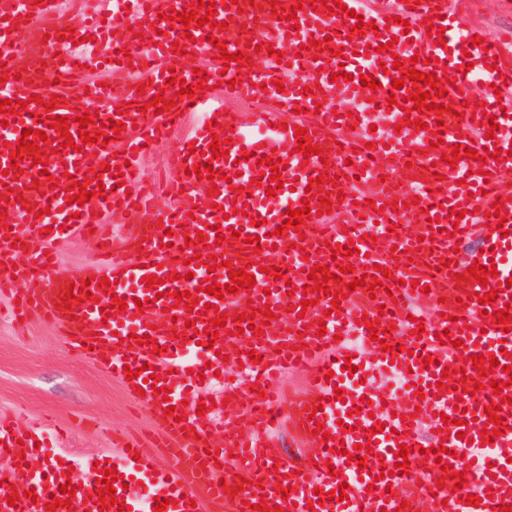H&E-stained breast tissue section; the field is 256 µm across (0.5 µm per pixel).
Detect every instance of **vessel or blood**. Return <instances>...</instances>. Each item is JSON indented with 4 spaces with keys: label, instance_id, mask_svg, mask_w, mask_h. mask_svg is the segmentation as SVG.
<instances>
[{
    "label": "vessel or blood",
    "instance_id": "1",
    "mask_svg": "<svg viewBox=\"0 0 512 512\" xmlns=\"http://www.w3.org/2000/svg\"><path fill=\"white\" fill-rule=\"evenodd\" d=\"M193 0H110L98 8L92 22L77 30L80 44L63 37L68 20L60 0H0V100L26 101L21 114H0V209L7 211V227H0V295L10 291L14 279L39 274L42 287L24 293L13 305L14 317L41 314L56 325L69 344L94 362L105 363L114 376L125 369L136 372L127 380L128 390L143 388L142 399L151 411L158 434L144 440L120 438L118 452L108 462L84 458V479L75 481L70 507L57 512H100L93 491L98 470L115 467L127 476V487L117 488L116 507L131 512H153V498H171L166 512H252L254 504L282 506L284 512H494L496 506L512 504V406L503 405L498 415L503 429L491 443L481 431L488 421L486 406L497 395L512 396L505 365L512 363V331H501L494 312L512 303V191L504 190L505 176L512 174V108H503L495 91L512 86V33L489 43L472 45L473 32L465 28L460 14L465 0H405L395 9L396 24H387L388 14L367 9L364 0H341L342 12L313 11L311 4L281 0L284 8H296L295 21L274 16L266 0H214L215 20L238 33L228 52L253 55L256 45L270 43L289 47L283 61L266 60L262 68L239 63L224 64L219 49L209 42L210 27L185 32L182 24L163 20L167 10L189 11ZM374 22L375 31L360 35L351 28L357 19ZM298 31H291V23ZM434 26L444 31L446 42L437 45L426 33ZM146 34V43L130 41V30ZM326 40V51L317 43ZM392 51H381L384 43ZM210 58L208 85L221 86L225 98L260 102V109L240 112L217 110L209 99L178 96L170 76L197 83L185 75L184 55ZM420 57L416 69L439 77L442 99L448 112L407 111L389 105V96L400 99L416 94L418 85L406 82L391 68L392 59L409 63ZM114 72L147 76L149 91L139 92L135 81L121 86L89 82V91L77 96L65 91L66 83L89 71L93 63ZM374 76L380 87L369 92L361 75ZM284 91H277L276 81ZM485 88L479 106L463 104L462 88L473 82ZM219 85V84H218ZM54 102V115L70 117L89 111L95 120L88 126L72 121L73 147L62 145L59 129L37 118L32 95ZM171 100L168 111L139 112L155 95ZM353 103L352 116L333 115L324 107L325 97ZM275 102L272 110L264 102ZM389 108L387 123L371 130L369 114L376 107ZM303 109L299 127L308 129L307 143L319 154L307 157L297 149L293 131L281 130L282 110ZM199 112L203 122L190 143L171 153L172 173L165 190L173 198L172 210L153 212L139 186L142 146L163 138L173 123L186 113ZM120 116L126 129L108 145L83 143L82 134H96L101 123ZM219 120L228 155L213 160L218 182L193 175L195 163L212 142L206 125ZM422 129H414L412 120ZM45 131L40 149L49 175L40 177L30 160L11 169L10 154L24 129ZM483 151L498 147L499 158L487 162L461 157L446 164L454 145ZM282 159L283 187L268 195L269 165L263 157ZM366 159V166H349V157ZM327 170L333 182L308 193L310 180ZM359 177L368 191L350 192L349 180ZM80 181L93 197L84 204L69 203L67 188ZM108 187V196L96 195L98 185ZM215 196H207L208 188ZM332 201L331 213L321 212L320 199ZM502 202L504 218L494 217L495 202ZM310 203L301 230L285 229L287 208ZM461 211L459 222H449L451 210ZM120 212L139 216L140 221L122 243L99 240L102 262L75 271L60 270L48 244L62 232L88 233L96 217ZM439 220L441 233L429 232L430 220ZM482 229L481 254L458 252V242ZM203 242H196V235ZM259 244H252V237ZM355 246L349 262L353 269L342 282L331 283V292H341L339 306L329 295L312 292V306L302 307V288L311 267L327 266L337 271L334 249ZM215 255L221 267L210 271L202 257ZM496 267L486 284L456 282L455 276L473 264ZM281 269L280 277L267 275L269 267ZM248 268L256 284L224 298L200 291L202 280L230 281L233 269ZM390 274L391 294L384 303L371 300L368 285ZM155 280L146 286L145 277ZM108 278L101 289L97 279ZM366 278V286L343 294L345 283ZM84 284L90 298L65 309L60 304L70 284ZM496 292L493 304L470 298L482 289ZM197 293L193 309L176 306L174 291ZM127 298L124 312L104 315L112 296ZM144 300L137 309L136 300ZM256 307V320L264 321L261 335L252 329L236 334V315ZM227 314L225 332L209 338V320L215 312ZM272 319H265V312ZM379 320L382 329L371 335L366 320ZM423 335H415L416 324ZM148 335L151 345H129L130 336ZM161 354H154V346ZM261 354L252 362L248 352ZM494 355L498 366L479 375L463 366L470 355ZM432 364H425V357ZM355 372L344 371L345 363ZM152 365L157 378L145 383L137 370ZM241 365L245 385L224 390L229 402L223 418L213 413L185 409L183 422L165 415V405L180 406L181 382L187 372L204 373L213 381L224 365ZM305 368L310 382L306 393L289 401L279 397V376L289 368ZM479 380L476 394H457V369ZM395 380L394 388L374 386L376 377ZM444 389L418 398L417 391L436 382ZM502 382L493 392L492 382ZM171 390L162 397L160 387ZM343 389V400L333 399L334 389ZM295 430L308 446L306 460L275 448L268 434L274 421ZM385 429L376 435L374 423ZM324 424L329 440L315 435ZM434 434V445H446L444 465L465 473V485L433 477L414 468L420 460L422 429ZM12 421L0 417V457L17 458L25 449L17 442ZM372 451H365V444ZM409 446L412 466L406 474L394 471L399 445ZM364 457L365 467L348 463L347 451ZM36 455L37 447L26 449ZM390 480L380 479V472ZM62 483L56 473L30 472L28 467L0 470V512H46L45 505L58 494ZM348 485V498L339 502L329 493ZM35 490L28 499L26 490ZM289 497H282V490ZM326 492L318 502L316 490ZM18 492L8 504L10 492ZM479 496L478 505H467L468 495Z\"/></svg>",
    "mask_w": 512,
    "mask_h": 512
}]
</instances>
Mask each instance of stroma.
Returning <instances> with one entry per match:
<instances>
[{
	"label": "stroma",
	"mask_w": 512,
	"mask_h": 512,
	"mask_svg": "<svg viewBox=\"0 0 512 512\" xmlns=\"http://www.w3.org/2000/svg\"><path fill=\"white\" fill-rule=\"evenodd\" d=\"M465 23L489 38L512 29V0H478ZM53 250L63 269L101 260L94 241L79 234L56 240ZM10 308L9 298L0 296V412L13 415L23 435L40 434L48 414L68 430L52 440L47 457L32 458L31 466H75L89 455L108 458L114 453L113 432L155 433L149 409L136 404L119 379L72 350L39 315L16 324Z\"/></svg>",
	"instance_id": "obj_1"
}]
</instances>
